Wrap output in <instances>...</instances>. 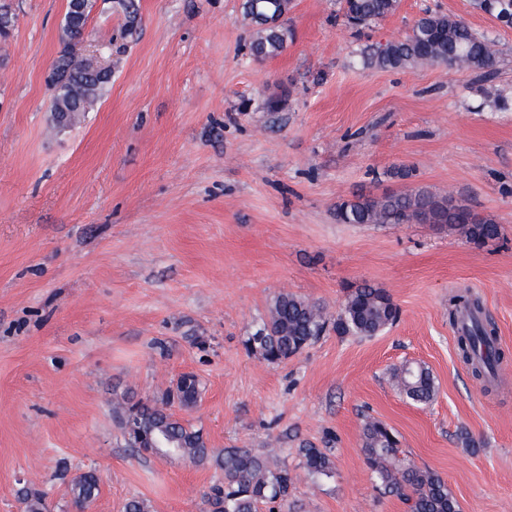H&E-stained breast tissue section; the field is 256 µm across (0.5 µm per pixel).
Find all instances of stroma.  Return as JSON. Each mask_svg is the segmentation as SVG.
Listing matches in <instances>:
<instances>
[{"label":"stroma","instance_id":"stroma-1","mask_svg":"<svg viewBox=\"0 0 512 512\" xmlns=\"http://www.w3.org/2000/svg\"><path fill=\"white\" fill-rule=\"evenodd\" d=\"M0 43V512H75L70 481L101 479L89 512H208L210 466L133 452L114 408L157 400L184 372L204 389L185 415L214 453L251 448L295 469L296 512H405L380 494L362 429L393 428L460 512H512V28L472 0H401L362 31L338 0H294L281 55L254 60L241 0H94L86 37L112 81L79 122H53L47 84L66 0H10ZM463 19L490 71L363 67L424 10ZM282 100L268 112L263 101ZM508 109H500V100ZM406 166L405 180L389 169ZM425 187L496 219L477 247L437 224H340L357 193ZM385 289L399 321L370 339L327 332L276 364L243 342L291 293L337 315L349 286ZM469 288L506 352L493 388L459 360L448 295ZM437 392L393 387L404 361ZM334 436L336 477L298 450ZM392 379L399 392L419 404H428L436 395L434 378L427 368L405 362L392 369Z\"/></svg>","mask_w":512,"mask_h":512}]
</instances>
